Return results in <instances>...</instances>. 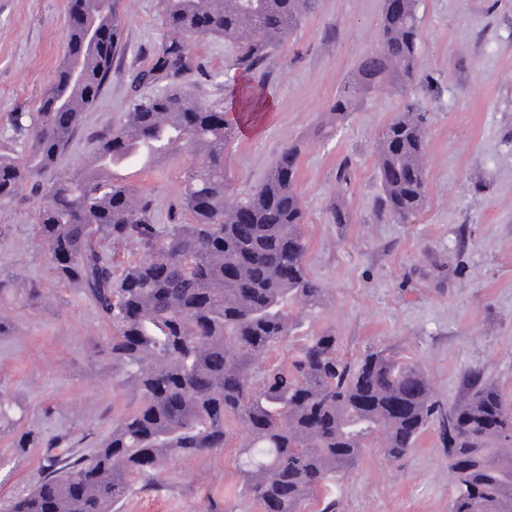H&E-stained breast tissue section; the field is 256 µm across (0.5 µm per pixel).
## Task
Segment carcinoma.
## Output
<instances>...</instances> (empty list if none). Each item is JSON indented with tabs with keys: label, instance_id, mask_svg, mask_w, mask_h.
<instances>
[{
	"label": "carcinoma",
	"instance_id": "carcinoma-1",
	"mask_svg": "<svg viewBox=\"0 0 512 512\" xmlns=\"http://www.w3.org/2000/svg\"><path fill=\"white\" fill-rule=\"evenodd\" d=\"M86 0L92 19L112 27V48L85 43L67 26L68 52L39 111L18 113L26 133L16 156H0V203L25 185L40 193L35 224L49 256L72 263L56 277L80 285L112 325V363L136 383L141 403L87 453L55 459L33 488L7 512H114L132 491L163 485L164 462L224 449L226 423L250 435L238 448L237 487L264 512H300L354 467L374 440L391 460L404 457L432 418L447 438L455 489L448 512H512V407L493 388L478 385L467 399L442 410L424 372L376 351L350 362L336 334L325 330L301 344L291 362L267 369L256 363L280 347L296 325L289 305L312 314L325 288L306 265L308 241L296 192L301 148H284L265 179L243 197L228 193L224 149L234 133L229 118L173 82L194 68L187 45L172 40L140 85H170L136 96L123 122L94 135V159L82 171L48 182L82 128L120 48L118 0ZM165 28L194 37L195 23L239 48L238 64L259 69L270 47L285 39L315 8V0H158ZM420 39L416 0L397 13L386 8L378 46L360 62L331 110L342 119L357 97L386 81L412 83ZM80 65L83 78L71 77ZM67 123L54 124L57 104ZM430 115L409 99L376 147L380 212L405 223L426 204L424 156ZM163 148L156 160L182 147L194 163L180 211L187 221L154 223L150 202L112 178V167L134 154ZM136 243L148 258L117 275L108 244Z\"/></svg>",
	"mask_w": 512,
	"mask_h": 512
}]
</instances>
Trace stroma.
<instances>
[{
    "mask_svg": "<svg viewBox=\"0 0 512 512\" xmlns=\"http://www.w3.org/2000/svg\"><path fill=\"white\" fill-rule=\"evenodd\" d=\"M121 49L83 130L55 170L83 168L92 137L122 123L135 74L172 40L157 0H120ZM383 0H317L314 11L271 53L265 69L235 63L223 37L188 40L195 68L182 91L232 112L236 133L224 152L229 188L244 196L280 152L301 148L296 190L309 242L306 264L327 305L302 317L263 367L289 363L308 336L333 329L349 361L385 349L420 366L444 406L473 384L512 403V0H417V78L407 90L384 85L344 119L331 106L376 44ZM70 0H0V152H20L19 112L38 111L67 51ZM420 98L431 112L427 203L411 222L378 211L375 147L402 110ZM186 150L163 162H125L113 175L151 198L157 224L180 200ZM350 185L340 189V171ZM40 204L23 188L0 204V400L15 414L0 421V501L34 484L49 461L88 452L140 404L112 364L111 326L75 284L54 276L31 228ZM350 220L333 223V207ZM226 448L172 458L166 486L134 490L121 512H262L236 486L246 429L228 421ZM454 474L437 421L402 459L365 449L331 495L337 512H448Z\"/></svg>",
    "mask_w": 512,
    "mask_h": 512,
    "instance_id": "1",
    "label": "stroma"
}]
</instances>
